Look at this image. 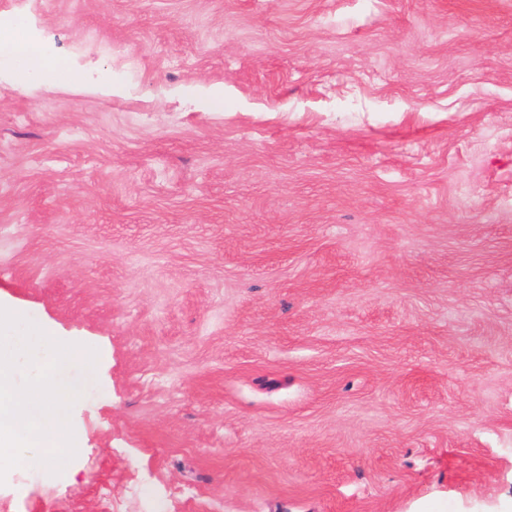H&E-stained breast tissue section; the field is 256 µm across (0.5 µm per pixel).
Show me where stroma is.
Segmentation results:
<instances>
[{"mask_svg":"<svg viewBox=\"0 0 512 512\" xmlns=\"http://www.w3.org/2000/svg\"><path fill=\"white\" fill-rule=\"evenodd\" d=\"M0 17V307L97 352L0 512H512V0Z\"/></svg>","mask_w":512,"mask_h":512,"instance_id":"35a3bbf8","label":"stroma"}]
</instances>
